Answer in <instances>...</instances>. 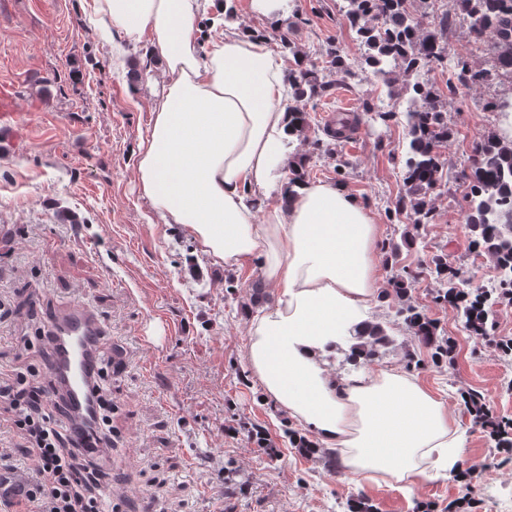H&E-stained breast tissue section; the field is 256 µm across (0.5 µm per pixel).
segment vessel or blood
<instances>
[{"label": "vessel or blood", "instance_id": "b4317fda", "mask_svg": "<svg viewBox=\"0 0 512 512\" xmlns=\"http://www.w3.org/2000/svg\"><path fill=\"white\" fill-rule=\"evenodd\" d=\"M103 337L102 321L89 308L61 309L51 317L46 340L49 374L59 384L66 424L89 426L93 423L91 384L98 370L97 351ZM26 488L24 473L0 476V496L19 503L26 498Z\"/></svg>", "mask_w": 512, "mask_h": 512}]
</instances>
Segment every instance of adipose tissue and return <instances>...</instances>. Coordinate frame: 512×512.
<instances>
[{
	"mask_svg": "<svg viewBox=\"0 0 512 512\" xmlns=\"http://www.w3.org/2000/svg\"><path fill=\"white\" fill-rule=\"evenodd\" d=\"M222 0H91L94 19L164 63L135 158L139 193L202 255L259 261L274 303L250 316L244 357L264 392L334 452L344 470L385 483L454 468L464 448L444 401L397 368L336 380L318 360L377 295V226L333 182L288 185L286 73L266 40L225 29L200 52L202 15ZM271 206L257 212V204Z\"/></svg>",
	"mask_w": 512,
	"mask_h": 512,
	"instance_id": "adipose-tissue-1",
	"label": "adipose tissue"
}]
</instances>
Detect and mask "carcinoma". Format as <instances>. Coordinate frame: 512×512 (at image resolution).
I'll return each instance as SVG.
<instances>
[{
	"mask_svg": "<svg viewBox=\"0 0 512 512\" xmlns=\"http://www.w3.org/2000/svg\"><path fill=\"white\" fill-rule=\"evenodd\" d=\"M465 13L448 12L435 16L434 29H426L420 19L411 15L408 0H347L346 15L358 22L350 25L360 44L373 51L366 62L374 76L386 79L394 62H404V70L418 77L413 84L415 96L405 112L409 128V156L406 159L405 180L407 199L399 207H410L415 222L430 217L426 195L436 184L440 167L439 150L448 142V122L445 105L439 101L432 85L421 79L425 67L448 63V31L458 22L468 25V37L483 46L487 66L474 69L463 57L456 59L457 80L463 88L489 85L500 77L512 79V0H465ZM320 67L315 63L299 67L288 75L296 106L288 107L293 120L301 127L308 124L306 102L321 95L327 88L322 69L344 71L342 55L335 49ZM469 194L475 205L466 221L472 228L474 244L486 248L500 265L512 264V137L502 134L487 136L480 150V160L473 170ZM456 309L464 328L481 335L486 331L490 310L495 299L486 290L456 293ZM397 315L412 330L417 340L434 350L436 357H449L448 340L437 334V327L418 307L406 303ZM350 338L356 340L351 352L372 358L377 348L389 343L382 326L366 323L355 328Z\"/></svg>",
	"mask_w": 512,
	"mask_h": 512,
	"instance_id": "carcinoma-1",
	"label": "carcinoma"
}]
</instances>
